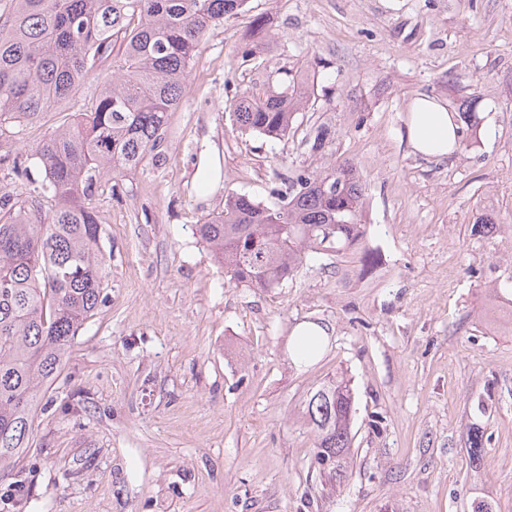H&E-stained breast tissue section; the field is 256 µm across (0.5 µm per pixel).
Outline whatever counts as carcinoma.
Returning a JSON list of instances; mask_svg holds the SVG:
<instances>
[{"mask_svg": "<svg viewBox=\"0 0 512 512\" xmlns=\"http://www.w3.org/2000/svg\"><path fill=\"white\" fill-rule=\"evenodd\" d=\"M247 0H9L0 17V136L75 99L121 41L112 74L73 123L12 157L14 183L43 180L26 196L0 189V479L30 448V425L65 367L78 329L93 315L107 257L91 206L112 179L136 174L162 155L168 113L182 103L190 64L205 33ZM314 85L243 91L233 115L240 128L281 139L306 110ZM322 124L308 140L323 149ZM267 208L229 194L224 210L198 225L229 280L278 288L311 254L347 258L367 277L377 254L359 249L364 187L353 164L303 169L271 190ZM351 381L339 376L307 395L301 417L315 434V459L328 481L349 477L354 435Z\"/></svg>", "mask_w": 512, "mask_h": 512, "instance_id": "1", "label": "carcinoma"}]
</instances>
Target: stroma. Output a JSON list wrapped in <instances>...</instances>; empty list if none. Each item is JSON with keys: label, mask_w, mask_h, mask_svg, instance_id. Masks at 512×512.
<instances>
[{"label": "stroma", "mask_w": 512, "mask_h": 512, "mask_svg": "<svg viewBox=\"0 0 512 512\" xmlns=\"http://www.w3.org/2000/svg\"><path fill=\"white\" fill-rule=\"evenodd\" d=\"M307 75L315 96L288 137L236 125L243 90ZM421 92L457 113L478 100L449 160L400 136ZM80 109L0 137V187L2 157ZM323 123L333 139L310 152ZM205 140L223 161L206 196ZM344 162L365 187L376 271L340 286L325 255L281 288L231 283L197 224L228 193L274 209L283 179ZM92 205L111 255L104 300L32 421L23 493L0 480V512H512V0H248L202 39L160 161ZM482 213L495 231L471 234ZM304 320L332 334L301 369L287 343ZM341 373L354 468L326 492L295 412ZM473 427L489 439L477 467Z\"/></svg>", "instance_id": "1"}]
</instances>
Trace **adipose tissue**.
I'll return each mask as SVG.
<instances>
[{
  "mask_svg": "<svg viewBox=\"0 0 512 512\" xmlns=\"http://www.w3.org/2000/svg\"><path fill=\"white\" fill-rule=\"evenodd\" d=\"M458 125L447 105L433 95L421 93L410 102L404 119V137L412 153L432 160H446L461 148ZM330 331L327 325L303 321L294 326L288 351L295 363L307 365L325 349Z\"/></svg>",
  "mask_w": 512,
  "mask_h": 512,
  "instance_id": "1",
  "label": "adipose tissue"
}]
</instances>
